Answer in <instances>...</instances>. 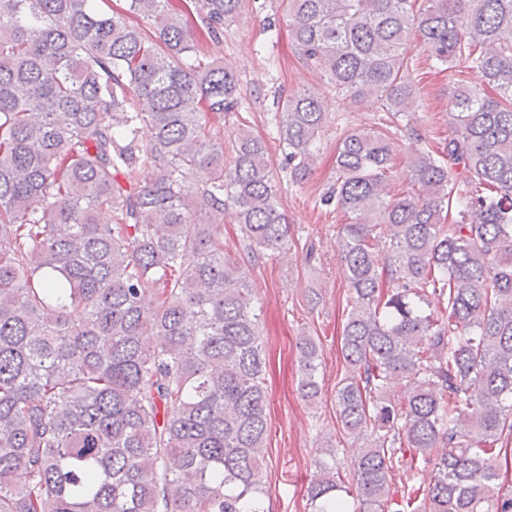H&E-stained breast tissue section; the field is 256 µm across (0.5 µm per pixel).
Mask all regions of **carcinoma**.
Returning a JSON list of instances; mask_svg holds the SVG:
<instances>
[{
    "label": "carcinoma",
    "mask_w": 512,
    "mask_h": 512,
    "mask_svg": "<svg viewBox=\"0 0 512 512\" xmlns=\"http://www.w3.org/2000/svg\"><path fill=\"white\" fill-rule=\"evenodd\" d=\"M93 2L0 0V512H265L256 289L212 218L232 211L254 260L293 237L239 79L203 49L240 0H195L193 31L171 0ZM281 6L303 66L381 113L339 132L319 198L347 217L336 420L361 446L350 482L320 466L309 512H512V0ZM413 32L459 73L436 148L409 111ZM321 95L277 102L294 184ZM297 349L312 404L319 344ZM421 466L426 486L391 489Z\"/></svg>",
    "instance_id": "cac0c4a2"
}]
</instances>
